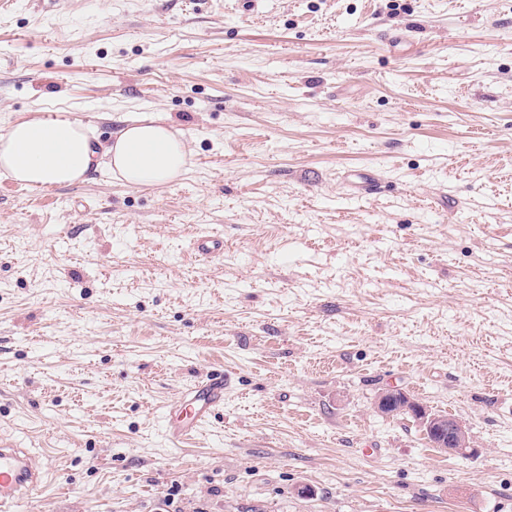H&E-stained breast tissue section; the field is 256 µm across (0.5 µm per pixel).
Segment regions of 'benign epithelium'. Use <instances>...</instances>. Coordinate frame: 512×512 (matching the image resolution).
Segmentation results:
<instances>
[{"label": "benign epithelium", "mask_w": 512, "mask_h": 512, "mask_svg": "<svg viewBox=\"0 0 512 512\" xmlns=\"http://www.w3.org/2000/svg\"><path fill=\"white\" fill-rule=\"evenodd\" d=\"M396 408L414 413L420 425L430 434L433 447L440 451L465 454L473 448L471 436L459 420L431 414L427 406L401 389H382L376 400L377 411L385 415Z\"/></svg>", "instance_id": "benign-epithelium-1"}]
</instances>
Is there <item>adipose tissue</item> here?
<instances>
[{
    "instance_id": "obj_1",
    "label": "adipose tissue",
    "mask_w": 512,
    "mask_h": 512,
    "mask_svg": "<svg viewBox=\"0 0 512 512\" xmlns=\"http://www.w3.org/2000/svg\"><path fill=\"white\" fill-rule=\"evenodd\" d=\"M101 153L113 176L133 187L177 180L189 157L182 133L164 123L132 122L102 148L83 123L52 114L16 120L0 133V174L31 189L75 184Z\"/></svg>"
}]
</instances>
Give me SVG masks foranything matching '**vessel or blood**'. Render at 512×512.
Returning a JSON list of instances; mask_svg holds the SVG:
<instances>
[{
    "mask_svg": "<svg viewBox=\"0 0 512 512\" xmlns=\"http://www.w3.org/2000/svg\"><path fill=\"white\" fill-rule=\"evenodd\" d=\"M227 378L214 373L180 394L166 411L165 434L180 443L224 406ZM47 473L19 448H0V512H11L21 499H36L47 482Z\"/></svg>",
    "mask_w": 512,
    "mask_h": 512,
    "instance_id": "vessel-or-blood-1",
    "label": "vessel or blood"
}]
</instances>
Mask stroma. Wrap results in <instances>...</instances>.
I'll list each match as a JSON object with an SVG mask.
<instances>
[{
	"label": "stroma",
	"mask_w": 512,
	"mask_h": 512,
	"mask_svg": "<svg viewBox=\"0 0 512 512\" xmlns=\"http://www.w3.org/2000/svg\"><path fill=\"white\" fill-rule=\"evenodd\" d=\"M50 113L190 156L0 176V444L52 475L14 512H512V0H12L0 129ZM391 383L474 454L378 414ZM107 166L125 185L171 183L187 169L189 151L180 131L165 123L139 120L127 125L104 148ZM227 377L214 373L180 394L166 411L165 434L174 444L193 434L215 411L224 407Z\"/></svg>",
	"instance_id": "obj_1"
}]
</instances>
